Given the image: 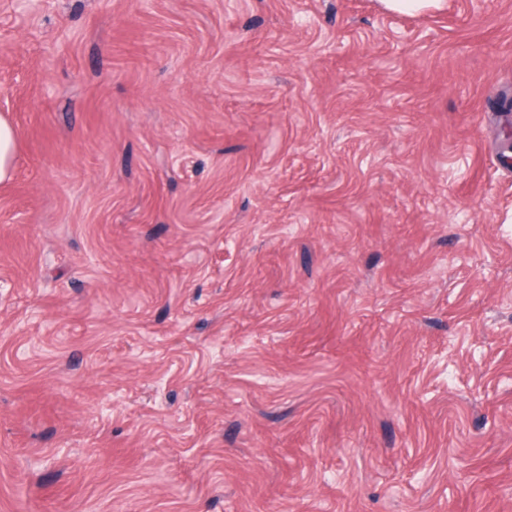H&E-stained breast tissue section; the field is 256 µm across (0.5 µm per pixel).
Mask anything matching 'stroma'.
<instances>
[{
    "mask_svg": "<svg viewBox=\"0 0 512 512\" xmlns=\"http://www.w3.org/2000/svg\"><path fill=\"white\" fill-rule=\"evenodd\" d=\"M512 0H0V512H512ZM443 2V0H380L385 11L403 15H417L438 10ZM17 154L16 131L12 121L0 115V181L10 178Z\"/></svg>",
    "mask_w": 512,
    "mask_h": 512,
    "instance_id": "1",
    "label": "stroma"
}]
</instances>
